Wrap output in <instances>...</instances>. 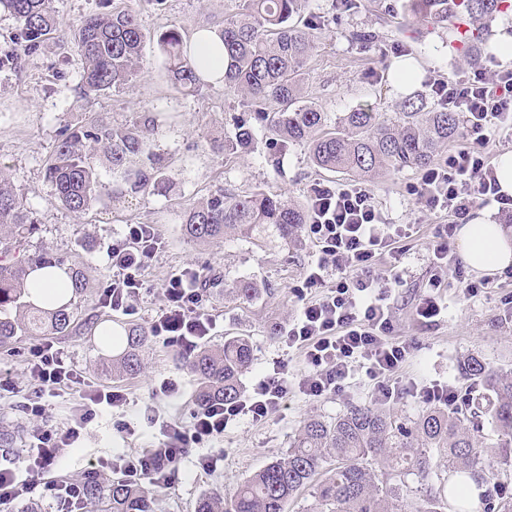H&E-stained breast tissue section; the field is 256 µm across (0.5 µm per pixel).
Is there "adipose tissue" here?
I'll use <instances>...</instances> for the list:
<instances>
[{"label": "adipose tissue", "instance_id": "adipose-tissue-1", "mask_svg": "<svg viewBox=\"0 0 512 512\" xmlns=\"http://www.w3.org/2000/svg\"><path fill=\"white\" fill-rule=\"evenodd\" d=\"M456 245L465 265L476 275L493 277L512 268V234L495 214L482 210L456 231Z\"/></svg>", "mask_w": 512, "mask_h": 512}]
</instances>
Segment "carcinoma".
I'll return each mask as SVG.
<instances>
[{"mask_svg":"<svg viewBox=\"0 0 512 512\" xmlns=\"http://www.w3.org/2000/svg\"><path fill=\"white\" fill-rule=\"evenodd\" d=\"M237 12L218 28L224 45V80L234 83L247 112L261 123L271 145L280 151L305 144L312 164L327 172L360 179L387 171L425 169L448 143L462 134L460 113L420 93L398 101L392 112L359 106L338 117L308 103L302 71L317 48L322 16L309 10L310 0H238ZM507 0H409L415 22H429L448 32V41L470 45V61L479 58L475 39L460 36L457 22L467 17L478 35L492 26ZM20 22L12 46L0 50V69L19 70L26 58L52 38H73L83 60L80 93L120 91L141 74L147 36L135 10L127 6L93 13L75 32L63 28L51 0H0V12ZM156 47L174 88L192 95L211 85L214 69L190 54L188 38L173 24L157 36ZM175 114L137 112L122 125L92 118L65 128L46 166L56 204L76 214L97 205L116 206L150 193H168L174 172L185 161L160 148L163 129ZM256 133L250 120L233 115L224 136L199 145L219 155L252 151ZM105 160L111 181L101 179ZM308 223L307 205H295L256 186L247 192L218 187L191 203L181 215L184 236L199 243L242 237L263 248L293 242ZM0 348L14 336L63 333L77 322V307L52 299L43 306L27 300L29 272L68 263L63 254L30 253L27 245L38 220L9 178L0 175ZM248 302L261 289L243 281L225 289ZM125 343L112 360L118 374L140 369L139 352L146 332L121 327ZM252 363L243 336L205 346L186 361L199 379L198 407L214 401L233 403L243 395L241 376ZM467 386L451 403H428L416 418L402 422L390 411L352 405L334 419L311 416L284 453L247 478L229 498L212 492L199 498L196 512H286L288 501L312 490L310 512H470L468 480L485 486L478 494L481 512H512V494L482 457L480 433L485 418L497 432L494 447L512 454V373L471 355L461 363ZM85 499L99 512H153L154 497L140 482L118 478L105 487L87 473L80 483Z\"/></svg>","mask_w":512,"mask_h":512,"instance_id":"obj_1","label":"carcinoma"}]
</instances>
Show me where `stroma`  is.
Returning a JSON list of instances; mask_svg holds the SVG:
<instances>
[{
  "label": "stroma",
  "instance_id": "35a3bbf8",
  "mask_svg": "<svg viewBox=\"0 0 512 512\" xmlns=\"http://www.w3.org/2000/svg\"><path fill=\"white\" fill-rule=\"evenodd\" d=\"M390 2L395 16L384 20L368 7L348 14L334 10L331 0H312L313 8L324 17V27L305 67L304 91L308 100L323 111L335 116L367 104L389 112L410 92H429L433 79L455 83L470 68V61L452 49L442 29L396 23L408 0ZM235 3L167 0L161 12L141 6L140 18L151 35L170 24L189 33L207 27L217 29L225 14L234 12ZM356 30L376 32V43L367 47L351 43L349 36ZM399 45L410 50L422 66L420 75L408 87L394 85L389 74ZM81 71L82 61L75 46L55 40L27 58L21 70L0 69V173L10 178L41 224L39 234L29 242V251L70 254L89 283L75 299L88 325L55 336V345L63 348L92 388L119 389L125 396L122 406L96 407L85 436L73 447L61 449L44 479L74 483L93 471L108 484L118 476L111 467L113 457L136 455L154 447L166 422H190L196 410L198 381L179 352L163 338L150 337L140 353L141 368L136 375H117L112 371L111 351L103 347L95 332L103 323H131L149 329L162 305L161 285L171 273L186 267L201 273L215 268L225 273V288L241 280L262 287V295L249 303L226 296L225 288L204 292L200 301L201 308L216 320L208 345L240 334L250 339L253 360L242 378L244 390H251L276 363H285L294 375L306 369L303 352L288 348L282 334L303 305L295 286L318 255L315 241L308 233H301L299 241L286 251L277 247L260 250L236 239L196 243L182 232V207L220 186L245 191L257 185L288 202L301 204L314 185L343 183L347 177L316 168L301 145L271 154L262 130L257 133L256 150L249 154L223 158L196 149V142L223 133L226 117L242 111V97L229 83L204 87L195 96H183L172 86L155 43L147 44L144 69L130 88L105 95H82L78 90ZM146 109L177 115L176 123L159 141L161 148L188 158L175 177V190L134 200L120 210L96 207L86 215L52 204L44 169L58 132L97 114L121 124L133 113ZM420 178V170L407 169L365 184L386 223L416 227L413 237L400 242V280L389 299L394 336L412 343L414 351L400 372L399 395L386 403L395 414L411 418L424 406L417 388L430 383L464 387L460 364L469 355L480 356L495 368L512 370V323L502 318L505 302L512 301V277L492 278L487 287L469 294L451 274L439 288L429 289L428 282L435 274L428 251L434 228L451 223L452 218L419 207L410 188ZM130 224L153 225L164 246L145 278L136 313L128 316L103 306L100 298L103 284L112 279L107 248L123 237ZM429 295L442 308L437 322L431 324L424 323L417 314ZM273 326L280 329V336H270ZM37 342V337L22 335L0 349V368L10 371L17 383L14 389L0 390V456L15 461L33 426L24 412L30 392L22 382L29 350ZM165 378L177 381L179 392L175 397L158 393L157 387ZM374 400V382L359 370L340 393L311 401L294 392L267 421L255 423L244 418L229 423L223 436L190 449L176 463L167 485L154 491V512H195L204 494L217 491L232 495L240 483L288 448L304 419L312 415L330 419L350 405ZM204 454L217 460L216 467L208 472L196 466L198 457Z\"/></svg>",
  "mask_w": 512,
  "mask_h": 512
}]
</instances>
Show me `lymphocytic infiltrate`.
Masks as SVG:
<instances>
[{
	"label": "lymphocytic infiltrate",
	"mask_w": 512,
	"mask_h": 512,
	"mask_svg": "<svg viewBox=\"0 0 512 512\" xmlns=\"http://www.w3.org/2000/svg\"><path fill=\"white\" fill-rule=\"evenodd\" d=\"M431 90L445 97L450 110L462 114L468 143L427 168L412 195L425 210L451 212L463 223L475 208L491 202L500 212L512 213V197L501 194L486 152L495 133L512 131V69L469 71L452 85L437 79ZM307 203L308 229L319 254L297 286L305 302L286 337L289 347L303 351L307 371L291 377L283 367H275L241 400L214 402L195 412L190 423L167 424L156 447L120 460L118 467L126 476L165 482L188 448L223 435L230 422L268 420L293 391L310 399L339 392L359 367L376 380L378 398L396 396L392 379L412 346L392 336L386 299L398 270L394 265L379 269L377 260L384 255L400 258L395 241L410 236L414 227L385 223L370 193L353 183L315 186ZM161 247L151 225H127L124 237L113 241L108 251L113 276L103 292V306L125 313L136 310L146 272ZM162 290L161 313L152 322L151 333L166 337L182 355L191 356L215 326L198 306V274L190 268L172 273ZM26 375L35 390L26 411L37 419L44 418L47 398L62 386L81 389L83 400L93 405L117 407L124 401L122 392L85 388L82 376L50 341L33 345ZM87 424L83 415L63 429L33 428L21 464L0 466V505L31 499L40 488L52 497L57 512H80L84 498L76 484L41 486L37 478L62 448L80 440Z\"/></svg>",
	"instance_id": "obj_1"
}]
</instances>
